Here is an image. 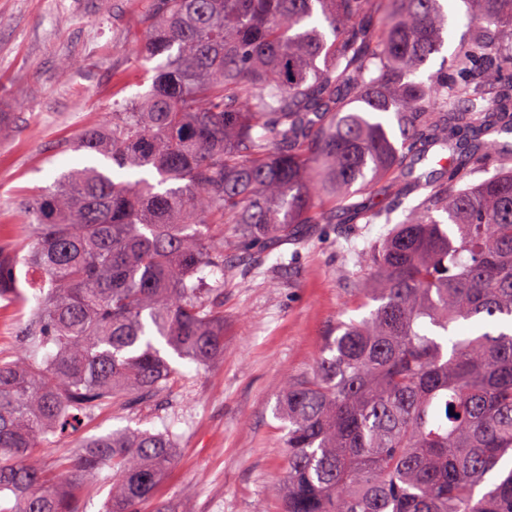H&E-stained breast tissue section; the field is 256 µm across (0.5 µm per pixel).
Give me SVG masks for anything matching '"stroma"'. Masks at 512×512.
I'll list each match as a JSON object with an SVG mask.
<instances>
[{
	"label": "stroma",
	"instance_id": "obj_1",
	"mask_svg": "<svg viewBox=\"0 0 512 512\" xmlns=\"http://www.w3.org/2000/svg\"><path fill=\"white\" fill-rule=\"evenodd\" d=\"M151 0H0V244L27 236L29 200L75 169L73 141L112 108L146 91L136 55ZM80 67L61 78L63 57ZM389 230L344 216L303 227L304 243L266 256L258 274L224 277V355L176 361L158 398L104 407L79 431L172 428L177 458L157 498L173 512H279L285 479L281 383L311 375L337 321L370 309L356 288L358 256ZM29 306L0 300V356L29 358L19 336Z\"/></svg>",
	"mask_w": 512,
	"mask_h": 512
}]
</instances>
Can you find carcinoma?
<instances>
[{"mask_svg": "<svg viewBox=\"0 0 512 512\" xmlns=\"http://www.w3.org/2000/svg\"><path fill=\"white\" fill-rule=\"evenodd\" d=\"M461 2L469 37L423 80L445 0H153L149 89L75 142L111 166L64 175L0 245V298L39 274L20 336L45 350L0 358V512H78L71 481L104 469L106 512L154 500L167 429L30 456L160 393L172 357L224 354V225L245 279L300 225L387 224L421 190L360 256L376 308L282 383L280 512H512V153L491 138L512 130V0ZM378 183L390 207L352 201Z\"/></svg>", "mask_w": 512, "mask_h": 512, "instance_id": "carcinoma-1", "label": "carcinoma"}]
</instances>
